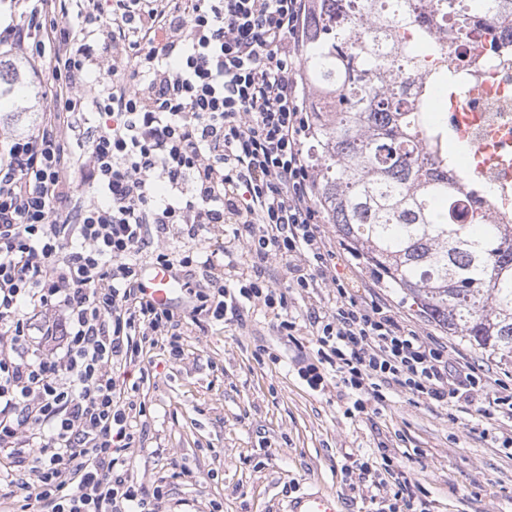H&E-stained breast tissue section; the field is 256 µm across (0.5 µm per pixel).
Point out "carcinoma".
<instances>
[{"label":"carcinoma","mask_w":512,"mask_h":512,"mask_svg":"<svg viewBox=\"0 0 512 512\" xmlns=\"http://www.w3.org/2000/svg\"><path fill=\"white\" fill-rule=\"evenodd\" d=\"M456 0H311L301 79L311 92L306 154L327 222L390 288L512 365V223L486 224L451 200L448 121L427 122L433 91L454 85L427 70L438 25ZM386 42L376 52V39ZM26 64L0 60V102L32 86Z\"/></svg>","instance_id":"carcinoma-1"}]
</instances>
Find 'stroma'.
Here are the masks:
<instances>
[{
	"label": "stroma",
	"mask_w": 512,
	"mask_h": 512,
	"mask_svg": "<svg viewBox=\"0 0 512 512\" xmlns=\"http://www.w3.org/2000/svg\"><path fill=\"white\" fill-rule=\"evenodd\" d=\"M344 274L373 289L421 336L447 345L452 360L467 359L512 385V366L448 335L362 261ZM271 321L247 309L241 322L224 324L203 310L181 328L180 359L163 336L116 370L118 381L137 386L143 405L133 422L132 475L163 486L160 512H209L214 505L221 512H284L303 492L339 495L346 512H382L403 478L430 512H512V456L491 438L512 430L511 419L482 417L478 400L448 412L401 393L389 394L378 412L347 416L335 374L322 392L297 375L299 360L314 354L311 336L289 340ZM382 442L396 471L373 496L342 466L346 456L376 454Z\"/></svg>",
	"instance_id": "1"
}]
</instances>
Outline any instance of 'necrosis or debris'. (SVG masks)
Returning <instances> with one entry per match:
<instances>
[{"label": "necrosis or debris", "instance_id": "necrosis-or-debris-1", "mask_svg": "<svg viewBox=\"0 0 512 512\" xmlns=\"http://www.w3.org/2000/svg\"><path fill=\"white\" fill-rule=\"evenodd\" d=\"M463 7L469 28L449 23L443 43L457 66L454 107L448 125L460 128L466 146L459 163L482 191L459 187L468 210L484 212L489 223L512 222V17L486 21Z\"/></svg>", "mask_w": 512, "mask_h": 512}]
</instances>
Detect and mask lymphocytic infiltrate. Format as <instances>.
Returning <instances> with one entry per match:
<instances>
[{
	"mask_svg": "<svg viewBox=\"0 0 512 512\" xmlns=\"http://www.w3.org/2000/svg\"><path fill=\"white\" fill-rule=\"evenodd\" d=\"M308 9L82 0L73 13L33 0L27 23L0 26L1 56L52 75L37 126L0 138V491L19 512H148L162 498L129 474L137 404L113 376L183 324L145 299L146 254L199 269L215 320L250 306L279 335L309 328L316 355L297 372L313 391L332 371L360 409L390 389L446 408L480 390L482 416L512 417V394L338 275L346 257L320 227L303 155ZM87 111L97 124L78 155L73 116ZM185 238L192 248H177ZM294 290L333 303L301 320Z\"/></svg>",
	"mask_w": 512,
	"mask_h": 512,
	"instance_id": "1",
	"label": "lymphocytic infiltrate"
}]
</instances>
